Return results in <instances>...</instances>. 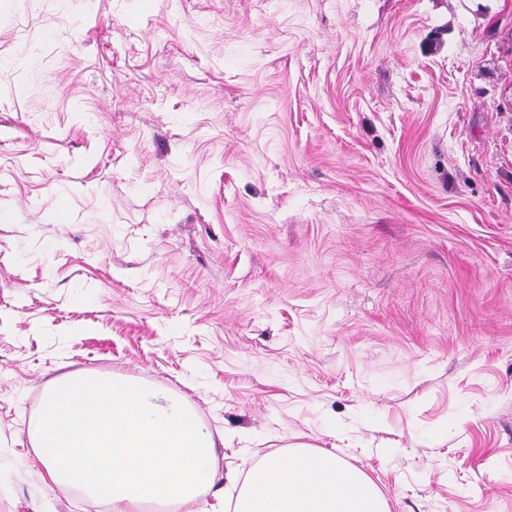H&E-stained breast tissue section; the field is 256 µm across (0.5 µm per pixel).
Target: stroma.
Masks as SVG:
<instances>
[{
  "mask_svg": "<svg viewBox=\"0 0 512 512\" xmlns=\"http://www.w3.org/2000/svg\"><path fill=\"white\" fill-rule=\"evenodd\" d=\"M82 373L512 512V0H0V512Z\"/></svg>",
  "mask_w": 512,
  "mask_h": 512,
  "instance_id": "35a3bbf8",
  "label": "stroma"
}]
</instances>
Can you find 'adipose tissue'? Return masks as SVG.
Segmentation results:
<instances>
[{
	"mask_svg": "<svg viewBox=\"0 0 512 512\" xmlns=\"http://www.w3.org/2000/svg\"><path fill=\"white\" fill-rule=\"evenodd\" d=\"M29 435L43 482L88 505L143 512L151 502L205 499L216 445L195 414L127 379L67 376L47 390ZM233 512H386L355 470L304 450L254 465Z\"/></svg>",
	"mask_w": 512,
	"mask_h": 512,
	"instance_id": "adipose-tissue-1",
	"label": "adipose tissue"
}]
</instances>
